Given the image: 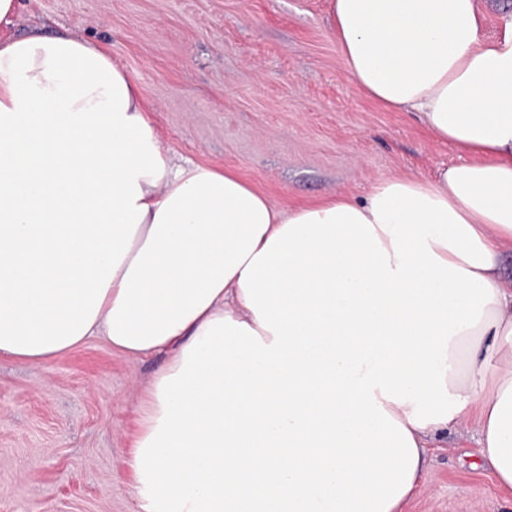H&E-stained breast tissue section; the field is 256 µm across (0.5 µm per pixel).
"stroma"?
I'll return each mask as SVG.
<instances>
[{
	"instance_id": "stroma-1",
	"label": "stroma",
	"mask_w": 512,
	"mask_h": 512,
	"mask_svg": "<svg viewBox=\"0 0 512 512\" xmlns=\"http://www.w3.org/2000/svg\"><path fill=\"white\" fill-rule=\"evenodd\" d=\"M330 0H17L0 37L68 31L141 85L173 158L230 168L291 209L379 183L430 179L460 157L416 114L351 81ZM160 356L100 338L49 363L0 360V512H134L125 463L135 408ZM401 512H512L473 423L440 433Z\"/></svg>"
}]
</instances>
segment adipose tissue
I'll list each match as a JSON object with an SVG mask.
<instances>
[{
	"label": "adipose tissue",
	"instance_id": "ef3b65f1",
	"mask_svg": "<svg viewBox=\"0 0 512 512\" xmlns=\"http://www.w3.org/2000/svg\"><path fill=\"white\" fill-rule=\"evenodd\" d=\"M352 82L465 162L280 209L173 164L136 79L74 35L0 41V356L170 352L136 409L134 512H399L475 420L512 490V20L331 0Z\"/></svg>",
	"mask_w": 512,
	"mask_h": 512
}]
</instances>
